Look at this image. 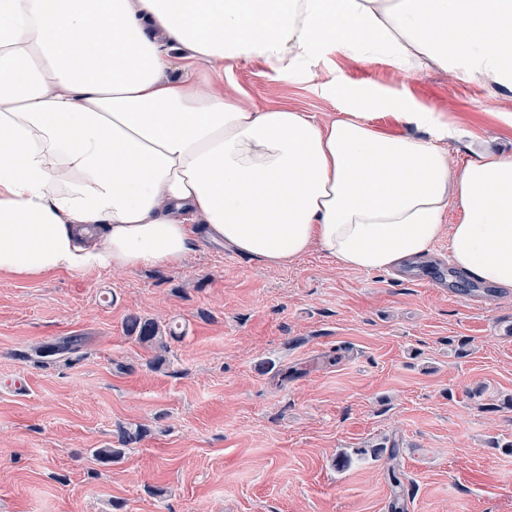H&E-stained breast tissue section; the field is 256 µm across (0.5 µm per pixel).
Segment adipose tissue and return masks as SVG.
Returning a JSON list of instances; mask_svg holds the SVG:
<instances>
[{"instance_id": "ef3b65f1", "label": "adipose tissue", "mask_w": 512, "mask_h": 512, "mask_svg": "<svg viewBox=\"0 0 512 512\" xmlns=\"http://www.w3.org/2000/svg\"><path fill=\"white\" fill-rule=\"evenodd\" d=\"M329 55L511 91L512 0H0V274L128 272L200 235L387 272L444 237L453 268L512 288V154L453 162L403 96L369 105L412 134L219 86L228 63L292 79Z\"/></svg>"}]
</instances>
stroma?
<instances>
[{
    "label": "stroma",
    "mask_w": 512,
    "mask_h": 512,
    "mask_svg": "<svg viewBox=\"0 0 512 512\" xmlns=\"http://www.w3.org/2000/svg\"><path fill=\"white\" fill-rule=\"evenodd\" d=\"M343 87L411 97L447 121L455 160L512 153V92L344 59L291 81L224 68L226 92L317 121ZM431 260L445 285L221 244L132 272L1 275L0 512H512V289L488 300L447 239ZM131 314L186 333L141 345ZM68 336L75 353L39 354ZM123 427L142 439L121 445Z\"/></svg>",
    "instance_id": "obj_1"
}]
</instances>
